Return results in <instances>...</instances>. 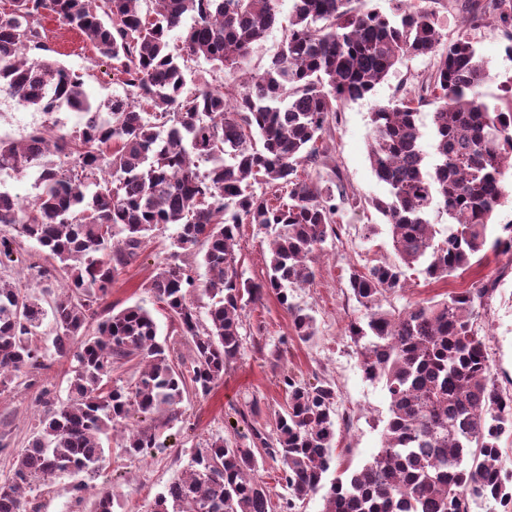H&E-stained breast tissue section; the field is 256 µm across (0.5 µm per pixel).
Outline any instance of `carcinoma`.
I'll return each instance as SVG.
<instances>
[{
  "mask_svg": "<svg viewBox=\"0 0 512 512\" xmlns=\"http://www.w3.org/2000/svg\"><path fill=\"white\" fill-rule=\"evenodd\" d=\"M280 2L146 0L144 13L141 0H13L0 14V89L54 124L61 112L84 116L73 133L36 129L21 142L0 139V171L34 169L40 188L29 200L0 190V224L17 232L0 236V264L16 261L18 240L32 242L47 262L37 276L59 279L63 289L45 307L28 285L0 284V388L42 366L36 337L48 315L54 354L76 361L66 402L56 406L41 391L34 437L0 483V512H27L23 491L37 480L96 473L103 439L118 430L129 456L161 447L156 427L130 430L128 421L164 412L167 424L190 394H209L241 355V312L264 294L288 310L300 340L315 335L313 317L290 290L313 281L311 255L357 200L299 168L319 164V143L339 106L372 93L407 55H433L436 69L418 95L374 107L368 150L387 189L373 207L400 263L349 276L365 316L349 321L346 333L364 377L386 391L381 447L325 487L338 465L336 390L285 375L288 408L272 432L236 430L194 449L184 477L169 483L151 512H274L268 487L255 477L262 452L281 462L288 495L279 512H296L322 490V512H472L487 500L512 512V469L501 464L512 395L492 377L477 327L495 283L478 280L401 308L382 304L403 290L408 268L440 281L482 261V252L512 253L511 224L487 238L512 167V107L502 112L482 100L489 73L474 43L464 34L443 42L434 13L414 0H392L389 15L356 10L352 0H292L288 33L262 73L184 95L185 57L202 56L217 70L242 68L252 43L277 24ZM462 9L464 27L490 16L512 49V0H464ZM48 16L117 62L113 80L128 88L126 98H91L80 75L41 55ZM183 25L173 49L170 34ZM425 104L434 106L428 135L419 122ZM46 141L67 168L43 162ZM200 160L209 163L203 173ZM256 182L266 191L257 193ZM436 216L447 220L445 230ZM167 224L176 226L173 245L207 273L198 283L182 266L162 264L150 283L191 346L186 369L169 360L147 309L108 316L104 307L125 267ZM243 224L272 229L260 284L238 273L234 246ZM196 289L210 300L207 325L190 301ZM132 362L141 364L134 385L112 384V371Z\"/></svg>",
  "mask_w": 512,
  "mask_h": 512,
  "instance_id": "cac0c4a2",
  "label": "carcinoma"
}]
</instances>
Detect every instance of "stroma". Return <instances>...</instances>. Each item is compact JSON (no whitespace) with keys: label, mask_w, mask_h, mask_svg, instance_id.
Returning <instances> with one entry per match:
<instances>
[{"label":"stroma","mask_w":512,"mask_h":512,"mask_svg":"<svg viewBox=\"0 0 512 512\" xmlns=\"http://www.w3.org/2000/svg\"><path fill=\"white\" fill-rule=\"evenodd\" d=\"M434 11L444 41L467 34L483 57L490 73L482 87L484 101L499 104L502 87L512 82V54L505 50L506 40L496 24L486 22L477 29L464 30L461 12L452 0H428ZM291 0H281L279 21L270 33L254 42L243 70L216 71L202 57L186 62V89L194 91L202 83L232 84L263 71L281 46ZM51 59L82 74L89 94L107 101L125 96V89L112 80V63L100 58L91 45L85 44L75 31L60 25L54 18L44 21ZM436 64L433 56H406L387 78L376 85L372 95L342 106L323 135L328 148L325 165L310 168L312 177L340 183L354 196L358 205L340 215L335 237L327 239L313 255L315 269L312 283L295 289L294 301L313 315L316 334L308 341L296 338L292 317L276 297L264 295L248 304L242 313L241 334L244 349L231 363L224 379L209 395L184 399L182 415L172 422L167 447L153 450L144 457L124 453L119 438L105 441L104 459L96 476L87 482L83 494H76L74 480L58 475L38 482L26 491L28 512H89V504L98 491L109 489L120 501V512H150L155 496L188 468L193 448L217 437H232L238 413L258 404L260 413L251 423L269 431L285 405L282 379L292 374L298 379L318 378L336 389V442L345 461L358 467L367 462L381 446V421L387 412L382 383L363 378L354 346L345 333L350 320L363 317L365 310L348 287L351 270L379 262H396L390 244L389 229L373 208L375 199L385 197L386 188L376 178L368 160L372 138L370 114L376 104L417 94L423 80ZM43 113L17 106L12 97L0 102V138L17 141L31 128L44 123ZM376 225L375 235H367V225ZM176 228L158 227L139 257L129 264L112 287L106 303L113 311L138 304L154 316L160 340L174 363L189 362L188 342L179 336L163 304L150 288L157 266L170 261L190 271L199 280L206 270L191 256L175 255L171 245ZM270 232L256 224H244L236 246L239 270L244 279L264 281L268 262ZM490 279L496 289L489 297L478 326L486 336V350L491 372L503 391L512 393V257L488 255L466 273L445 281L430 283L423 274L409 272L406 288L394 298L396 306L432 298L468 287L473 281ZM48 353L41 368L20 375L0 393V480L11 476L18 455L27 447L41 412L38 397L51 390L58 401L69 395L72 359L51 354L50 340H42Z\"/></svg>","instance_id":"35a3bbf8"}]
</instances>
